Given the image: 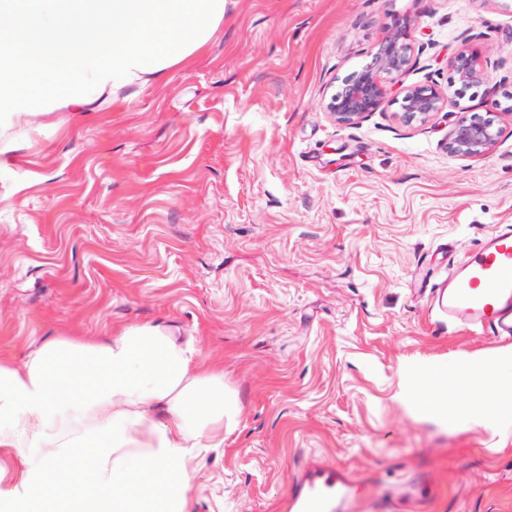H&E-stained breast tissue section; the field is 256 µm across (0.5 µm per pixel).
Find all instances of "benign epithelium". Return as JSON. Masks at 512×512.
Listing matches in <instances>:
<instances>
[{
	"label": "benign epithelium",
	"mask_w": 512,
	"mask_h": 512,
	"mask_svg": "<svg viewBox=\"0 0 512 512\" xmlns=\"http://www.w3.org/2000/svg\"><path fill=\"white\" fill-rule=\"evenodd\" d=\"M414 20L398 19L377 45L371 62L361 72L345 80L341 90L331 97L328 112L339 125H354L377 111L387 99L391 85L399 82L411 62V33ZM455 73L451 84L460 94L481 86L485 74L478 54L460 51L451 60ZM400 116L407 122H425L448 104V94L429 84L401 85ZM501 133L500 113L461 116L448 133V152L458 158L479 160L487 157Z\"/></svg>",
	"instance_id": "obj_1"
}]
</instances>
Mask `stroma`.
Returning a JSON list of instances; mask_svg holds the SVG:
<instances>
[{"label": "stroma", "instance_id": "obj_1", "mask_svg": "<svg viewBox=\"0 0 512 512\" xmlns=\"http://www.w3.org/2000/svg\"><path fill=\"white\" fill-rule=\"evenodd\" d=\"M405 16L402 81L447 106L332 122L331 96ZM465 47L488 81L460 96ZM511 94L512 0H228L190 66L0 170V356L141 323L192 339L243 413L191 512H280L312 459L384 487L425 479L400 512H512V343L448 329L417 282L512 224V116L486 159L447 149L461 113ZM451 368L462 384L418 410Z\"/></svg>", "mask_w": 512, "mask_h": 512}]
</instances>
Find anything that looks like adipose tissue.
<instances>
[{
    "instance_id": "obj_1",
    "label": "adipose tissue",
    "mask_w": 512,
    "mask_h": 512,
    "mask_svg": "<svg viewBox=\"0 0 512 512\" xmlns=\"http://www.w3.org/2000/svg\"><path fill=\"white\" fill-rule=\"evenodd\" d=\"M227 0H0V155L56 113L95 112L190 65ZM240 415L224 371L175 328L143 323L95 342L0 360V512L58 492L55 512H190L199 459Z\"/></svg>"
}]
</instances>
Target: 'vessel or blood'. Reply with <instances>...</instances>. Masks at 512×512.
<instances>
[{"mask_svg": "<svg viewBox=\"0 0 512 512\" xmlns=\"http://www.w3.org/2000/svg\"><path fill=\"white\" fill-rule=\"evenodd\" d=\"M448 264L447 280L425 284L438 314L454 328L511 342L512 225H494L474 251ZM368 488L340 466L311 463L292 482L285 508L355 512Z\"/></svg>", "mask_w": 512, "mask_h": 512, "instance_id": "obj_1", "label": "vessel or blood"}]
</instances>
